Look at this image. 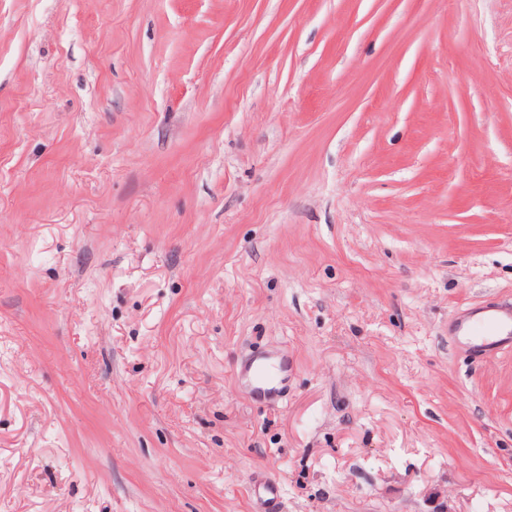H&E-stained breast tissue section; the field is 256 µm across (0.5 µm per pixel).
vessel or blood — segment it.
<instances>
[{
  "label": "vessel or blood",
  "mask_w": 512,
  "mask_h": 512,
  "mask_svg": "<svg viewBox=\"0 0 512 512\" xmlns=\"http://www.w3.org/2000/svg\"><path fill=\"white\" fill-rule=\"evenodd\" d=\"M460 341L475 350L487 351L512 346V303L490 309H479L453 328ZM254 394L267 397L283 386V368L271 364L267 358L252 359L245 367Z\"/></svg>",
  "instance_id": "b4317fda"
}]
</instances>
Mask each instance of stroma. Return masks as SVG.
Returning a JSON list of instances; mask_svg holds the SVG:
<instances>
[{
    "label": "stroma",
    "mask_w": 512,
    "mask_h": 512,
    "mask_svg": "<svg viewBox=\"0 0 512 512\" xmlns=\"http://www.w3.org/2000/svg\"><path fill=\"white\" fill-rule=\"evenodd\" d=\"M504 299L512 0H0V512H512ZM454 336L477 351L512 346V303L490 309H478L467 319L457 322ZM285 367L283 363L279 368L268 361V357L253 358L245 367L248 374L252 392L258 396H271L277 393L284 385Z\"/></svg>",
    "instance_id": "35a3bbf8"
}]
</instances>
